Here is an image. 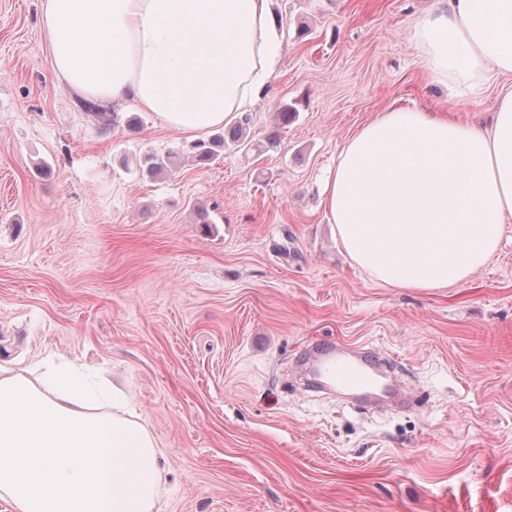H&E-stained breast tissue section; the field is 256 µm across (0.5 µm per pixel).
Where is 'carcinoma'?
I'll list each match as a JSON object with an SVG mask.
<instances>
[{
    "mask_svg": "<svg viewBox=\"0 0 512 512\" xmlns=\"http://www.w3.org/2000/svg\"><path fill=\"white\" fill-rule=\"evenodd\" d=\"M248 125L249 118L243 116L228 131L214 134L206 140L201 139L186 143L179 152H168L164 155L152 154L144 157L142 167L152 177L166 174L178 168L183 158L206 167L223 159L224 146L228 140L240 150L254 151L260 155L263 153L262 146L248 139Z\"/></svg>",
    "mask_w": 512,
    "mask_h": 512,
    "instance_id": "cac0c4a2",
    "label": "carcinoma"
}]
</instances>
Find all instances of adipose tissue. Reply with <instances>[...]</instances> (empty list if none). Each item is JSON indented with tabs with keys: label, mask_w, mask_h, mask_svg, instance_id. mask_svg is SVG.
Segmentation results:
<instances>
[{
	"label": "adipose tissue",
	"mask_w": 512,
	"mask_h": 512,
	"mask_svg": "<svg viewBox=\"0 0 512 512\" xmlns=\"http://www.w3.org/2000/svg\"><path fill=\"white\" fill-rule=\"evenodd\" d=\"M41 23L57 78L190 137L230 123L281 58L269 0H44ZM414 37L456 92L502 77L491 125L392 108L346 140L323 206L378 281L446 288L512 223V0H439ZM162 458L121 392L80 366L0 368V498L15 512H155Z\"/></svg>",
	"instance_id": "obj_1"
}]
</instances>
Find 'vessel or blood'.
I'll return each mask as SVG.
<instances>
[{"label": "vessel or blood", "mask_w": 512, "mask_h": 512, "mask_svg": "<svg viewBox=\"0 0 512 512\" xmlns=\"http://www.w3.org/2000/svg\"><path fill=\"white\" fill-rule=\"evenodd\" d=\"M305 362L317 383L354 392L365 400L405 401L401 387L386 372L384 358L373 350L343 341L320 342L308 350Z\"/></svg>", "instance_id": "b4317fda"}]
</instances>
